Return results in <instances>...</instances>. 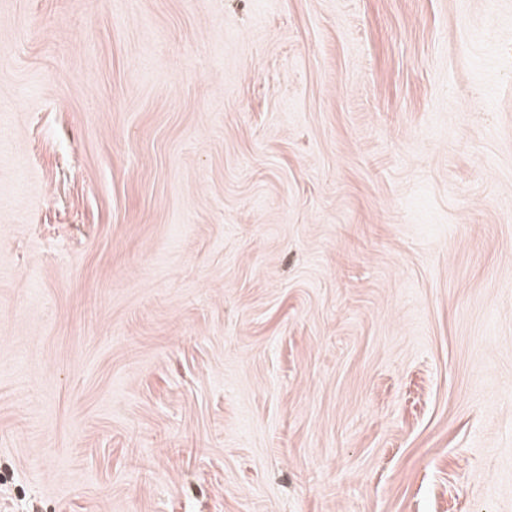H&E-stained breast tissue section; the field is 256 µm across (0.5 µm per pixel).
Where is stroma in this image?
I'll use <instances>...</instances> for the list:
<instances>
[{"label": "stroma", "instance_id": "35a3bbf8", "mask_svg": "<svg viewBox=\"0 0 512 512\" xmlns=\"http://www.w3.org/2000/svg\"><path fill=\"white\" fill-rule=\"evenodd\" d=\"M0 512H512V0H0Z\"/></svg>", "mask_w": 512, "mask_h": 512}]
</instances>
